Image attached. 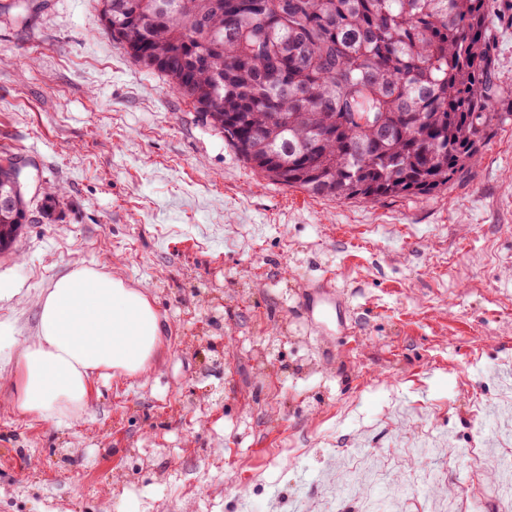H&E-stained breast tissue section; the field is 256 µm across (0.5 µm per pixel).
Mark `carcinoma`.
<instances>
[{
    "label": "carcinoma",
    "instance_id": "cac0c4a2",
    "mask_svg": "<svg viewBox=\"0 0 512 512\" xmlns=\"http://www.w3.org/2000/svg\"><path fill=\"white\" fill-rule=\"evenodd\" d=\"M100 0L112 42L166 77L253 169L316 197H428L511 112L491 0ZM0 165V252L40 205Z\"/></svg>",
    "mask_w": 512,
    "mask_h": 512
}]
</instances>
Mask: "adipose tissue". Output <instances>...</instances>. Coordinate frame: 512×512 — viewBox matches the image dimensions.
<instances>
[{
  "mask_svg": "<svg viewBox=\"0 0 512 512\" xmlns=\"http://www.w3.org/2000/svg\"><path fill=\"white\" fill-rule=\"evenodd\" d=\"M34 340L0 322V367L17 365L15 408L61 425L77 420L96 376L145 372L161 322L145 292L91 267L60 276L37 298Z\"/></svg>",
  "mask_w": 512,
  "mask_h": 512,
  "instance_id": "ef3b65f1",
  "label": "adipose tissue"
}]
</instances>
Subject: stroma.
<instances>
[{
    "label": "stroma",
    "mask_w": 512,
    "mask_h": 512,
    "mask_svg": "<svg viewBox=\"0 0 512 512\" xmlns=\"http://www.w3.org/2000/svg\"><path fill=\"white\" fill-rule=\"evenodd\" d=\"M494 5L507 112L512 0ZM5 156L29 197L63 194L0 254V321L34 338L37 296L86 266L145 290L162 340L69 425L20 415L0 369V512H353L336 489L359 448L407 485L394 512H500L464 451L494 446L481 412L512 371V121L434 197H316L251 169L98 0H0Z\"/></svg>",
    "instance_id": "1"
}]
</instances>
